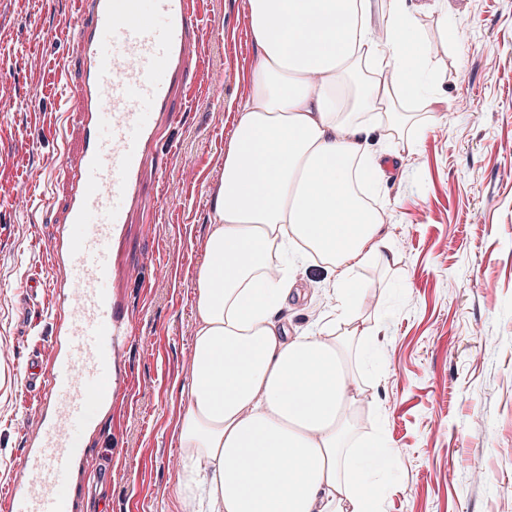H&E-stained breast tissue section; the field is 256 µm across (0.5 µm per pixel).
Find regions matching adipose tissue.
Listing matches in <instances>:
<instances>
[{"label":"adipose tissue","mask_w":512,"mask_h":512,"mask_svg":"<svg viewBox=\"0 0 512 512\" xmlns=\"http://www.w3.org/2000/svg\"><path fill=\"white\" fill-rule=\"evenodd\" d=\"M389 0L388 52L368 24L371 0H248L262 64L224 155L213 222L195 272L194 370L180 391L176 427L185 460L178 494L196 512H377V474L392 463L384 435L347 447L354 404L349 346L366 342L352 276L393 250L378 207L366 205L383 176L367 135L377 110L406 136L417 102L431 108L433 70L416 15ZM320 259L332 304L308 332L280 335L275 317L293 288L268 278ZM292 469L266 463L270 449Z\"/></svg>","instance_id":"ef3b65f1"}]
</instances>
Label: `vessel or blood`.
I'll use <instances>...</instances> for the list:
<instances>
[{
    "mask_svg": "<svg viewBox=\"0 0 512 512\" xmlns=\"http://www.w3.org/2000/svg\"><path fill=\"white\" fill-rule=\"evenodd\" d=\"M204 2L76 0L66 37L78 53L73 109L83 145L66 162L70 190L50 233V277L27 283L55 288V337L49 355L33 351L22 369L35 404L27 446L11 462L10 512H79L77 488L108 478L83 437L95 408L111 405L119 390L132 334L109 285L152 262L118 265L114 252L142 208L143 173L158 164L172 99L201 54Z\"/></svg>",
    "mask_w": 512,
    "mask_h": 512,
    "instance_id": "obj_1",
    "label": "vessel or blood"
}]
</instances>
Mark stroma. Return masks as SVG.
<instances>
[{"instance_id":"obj_1","label":"stroma","mask_w":512,"mask_h":512,"mask_svg":"<svg viewBox=\"0 0 512 512\" xmlns=\"http://www.w3.org/2000/svg\"><path fill=\"white\" fill-rule=\"evenodd\" d=\"M247 2L207 0L205 56L173 99L178 119L159 145L165 166L146 170L144 211L115 251L120 265L148 254L155 262L139 280L112 284L133 335L121 392L85 437L111 479L89 488L84 512H180L174 428L187 407L178 387L193 350V274L236 125L227 106L245 99L259 63ZM74 12L75 0H0V78L10 84L0 97V349L13 369L0 385V512H9L11 481L3 460L25 448L29 430L18 370L33 350L48 351L53 333L51 289L38 296L34 324L20 315L18 289L49 274L66 155L81 146L78 117L57 131L67 99L59 68L73 53L63 28ZM418 20L438 103L418 110V150L386 162L374 192L396 259L355 272L366 294L358 317L370 326L387 308L394 320L376 360L354 370L365 397L353 442L381 430L393 450L378 477L380 512H512V0H438ZM447 23L460 43L444 38ZM294 276L300 293L276 320L300 332L329 308L328 273L310 264Z\"/></svg>"}]
</instances>
